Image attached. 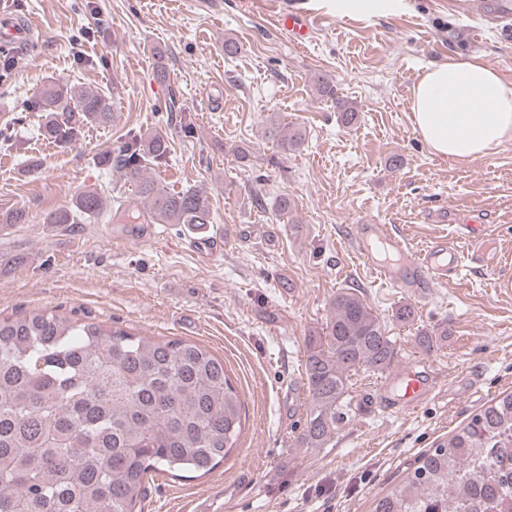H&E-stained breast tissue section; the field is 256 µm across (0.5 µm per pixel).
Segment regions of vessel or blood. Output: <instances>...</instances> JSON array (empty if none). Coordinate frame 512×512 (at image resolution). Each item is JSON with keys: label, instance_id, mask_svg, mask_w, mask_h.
I'll return each mask as SVG.
<instances>
[{"label": "vessel or blood", "instance_id": "obj_1", "mask_svg": "<svg viewBox=\"0 0 512 512\" xmlns=\"http://www.w3.org/2000/svg\"><path fill=\"white\" fill-rule=\"evenodd\" d=\"M279 29L287 31L296 45L307 41L309 23L306 16L293 10L276 16ZM358 254L373 271L393 286H414L418 295L430 296L437 286L446 284L451 272L461 267L463 258L453 248L435 245L415 251L384 224L356 225L351 235ZM401 410L410 412L435 391L432 371L412 364L405 365L391 379Z\"/></svg>", "mask_w": 512, "mask_h": 512}]
</instances>
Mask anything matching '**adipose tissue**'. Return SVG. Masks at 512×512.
Returning <instances> with one entry per match:
<instances>
[{"label":"adipose tissue","instance_id":"ef3b65f1","mask_svg":"<svg viewBox=\"0 0 512 512\" xmlns=\"http://www.w3.org/2000/svg\"><path fill=\"white\" fill-rule=\"evenodd\" d=\"M410 110L422 140L445 159L471 161L512 140V85L475 59L428 68Z\"/></svg>","mask_w":512,"mask_h":512}]
</instances>
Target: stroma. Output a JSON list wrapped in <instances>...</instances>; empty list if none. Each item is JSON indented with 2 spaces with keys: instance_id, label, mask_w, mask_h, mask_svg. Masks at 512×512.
Returning a JSON list of instances; mask_svg holds the SVG:
<instances>
[{
  "instance_id": "35a3bbf8",
  "label": "stroma",
  "mask_w": 512,
  "mask_h": 512,
  "mask_svg": "<svg viewBox=\"0 0 512 512\" xmlns=\"http://www.w3.org/2000/svg\"><path fill=\"white\" fill-rule=\"evenodd\" d=\"M380 2L356 16L351 0H306L325 16L302 49L239 0H0L15 20L37 23L26 58L0 84V215L26 213L0 225V319L53 311L198 344L223 359L243 403L234 452L203 476L155 474L137 512H192L204 499L223 500L224 512H370L420 454L512 390V293L495 286L512 275V141L472 161L442 159L410 112L424 69L457 55L512 84V20L484 23L495 0L456 10L448 0ZM228 36L242 46L233 58ZM317 73L355 104L353 125L315 93ZM50 80L107 93L111 123L73 113L78 140L54 143L45 113L29 105ZM273 127L302 133L300 149L283 152ZM154 133L169 152L147 176L171 191L203 187L213 224L240 227L210 263L180 224L47 221L101 188L146 211L120 167L101 158ZM394 154L396 170L386 165ZM283 196L295 204L286 216L276 209ZM461 203L479 206L503 259H471L430 299L378 279L350 247L352 225L389 224L412 249L444 242L471 257ZM343 289L385 319L393 369L429 364L437 387L414 411L393 413L387 372L352 371L330 441L306 448V338L321 333ZM403 304L414 310L407 323L395 317ZM424 332L432 348L420 347Z\"/></svg>"
}]
</instances>
